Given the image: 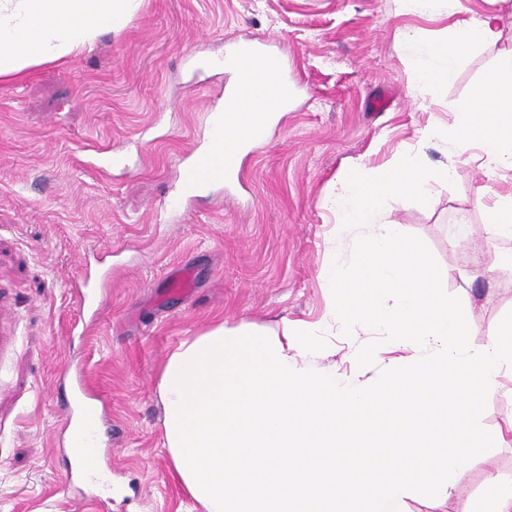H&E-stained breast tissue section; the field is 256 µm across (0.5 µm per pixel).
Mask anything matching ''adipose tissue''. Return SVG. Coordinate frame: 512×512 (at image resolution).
Segmentation results:
<instances>
[{"label": "adipose tissue", "instance_id": "1", "mask_svg": "<svg viewBox=\"0 0 512 512\" xmlns=\"http://www.w3.org/2000/svg\"><path fill=\"white\" fill-rule=\"evenodd\" d=\"M129 0H0V77L25 68L75 55L101 30H120L128 17ZM406 10L428 14L445 8L452 19L446 39L422 43L416 30L403 34L407 47H419L413 61L419 78L437 87L447 86L456 67L475 46L494 42L498 17L486 12L465 19L461 0H402ZM267 69L256 65L246 73L244 90L225 119L234 130L247 126L254 114L280 111L279 101L267 95Z\"/></svg>", "mask_w": 512, "mask_h": 512}]
</instances>
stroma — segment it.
<instances>
[{
    "instance_id": "obj_1",
    "label": "stroma",
    "mask_w": 512,
    "mask_h": 512,
    "mask_svg": "<svg viewBox=\"0 0 512 512\" xmlns=\"http://www.w3.org/2000/svg\"><path fill=\"white\" fill-rule=\"evenodd\" d=\"M499 37L458 65L447 87L417 83L399 34L445 33L444 11H404L401 0H135L127 25L98 35L76 56L0 79V512H104L74 506L55 446L69 360L88 366L109 398L111 512H200L163 446L158 374L179 343L215 322L316 323L328 305L321 272L336 217L321 199L353 163L384 166L422 153L447 165L449 149L422 138L449 123L471 86L512 53V0H498ZM260 43L284 55L303 90L275 113L264 139L242 154L243 185L207 187L166 212L179 157L211 146L208 123L223 108L229 72L208 68L232 45ZM387 94L378 110L373 101ZM124 161L113 165V154ZM512 191V171L487 182L478 161L456 164L435 203L395 198L390 220L429 247L444 283L474 320L512 311V241L490 242L477 189ZM466 220L453 246L450 226ZM110 248L105 306L71 345L68 290L87 254ZM184 265L195 288L169 294L165 273ZM512 481V437L472 459L443 500L408 501L407 512H457Z\"/></svg>"
}]
</instances>
